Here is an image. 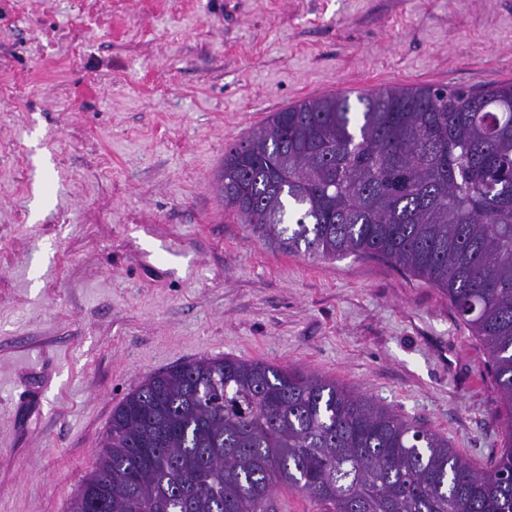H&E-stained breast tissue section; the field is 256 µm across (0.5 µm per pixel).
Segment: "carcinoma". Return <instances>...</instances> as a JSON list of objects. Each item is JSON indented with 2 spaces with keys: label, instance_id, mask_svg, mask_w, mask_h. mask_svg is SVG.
Returning <instances> with one entry per match:
<instances>
[{
  "label": "carcinoma",
  "instance_id": "cac0c4a2",
  "mask_svg": "<svg viewBox=\"0 0 512 512\" xmlns=\"http://www.w3.org/2000/svg\"><path fill=\"white\" fill-rule=\"evenodd\" d=\"M306 99L224 153V208L271 248L381 255L448 296L486 349L506 442L479 471L448 438L336 381L202 357L112 410L70 512H512V81Z\"/></svg>",
  "mask_w": 512,
  "mask_h": 512
}]
</instances>
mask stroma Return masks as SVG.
Here are the masks:
<instances>
[{"label":"stroma","instance_id":"35a3bbf8","mask_svg":"<svg viewBox=\"0 0 512 512\" xmlns=\"http://www.w3.org/2000/svg\"><path fill=\"white\" fill-rule=\"evenodd\" d=\"M511 77L512 0H0V512H69L113 408L204 356L336 380L489 469L495 378L447 297L269 248L219 176L293 103Z\"/></svg>","mask_w":512,"mask_h":512}]
</instances>
